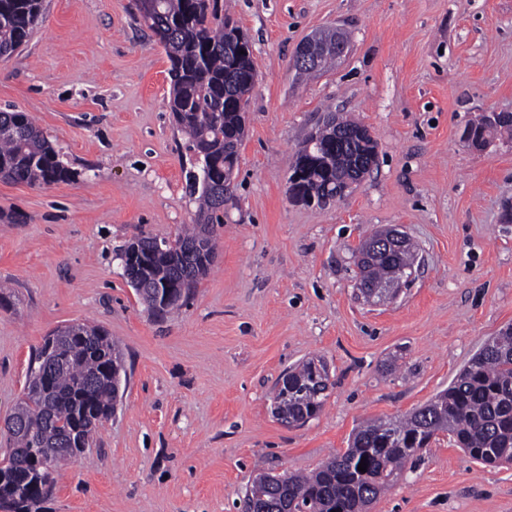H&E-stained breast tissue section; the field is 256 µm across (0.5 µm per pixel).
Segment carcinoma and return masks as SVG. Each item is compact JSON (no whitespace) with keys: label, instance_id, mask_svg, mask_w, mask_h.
I'll use <instances>...</instances> for the list:
<instances>
[{"label":"carcinoma","instance_id":"cac0c4a2","mask_svg":"<svg viewBox=\"0 0 512 512\" xmlns=\"http://www.w3.org/2000/svg\"><path fill=\"white\" fill-rule=\"evenodd\" d=\"M138 9L171 63L170 109L194 158L187 186L198 201L194 224L174 237L176 249L157 251L156 237L142 234L124 251L137 294L148 312L160 316L179 306L175 287L182 280L192 288L212 265L213 225L224 224V183L238 165L257 72L252 45L224 16V0H138ZM41 16L42 0H0V60L27 41ZM332 118L334 127L310 134L318 150L308 152L304 142L293 156L320 208L327 205L325 190L359 181L375 163L370 130L354 119ZM338 131L351 139H336ZM464 134L512 135V125L487 128L479 120ZM73 175L26 113L0 111L1 179L41 188ZM414 254L408 241L380 247L360 266V285L373 288L401 277ZM78 329L87 339L48 336L32 351L57 370L47 376L30 369L26 400L16 403L22 424L8 436L12 465L0 471V512H42L58 469L83 454L96 428L114 413V375L124 372L118 346L98 326L80 323ZM326 391L314 359L305 360L286 371L272 413L282 423L313 419ZM441 433L478 464H512V326L490 338L447 389L399 419L360 426L348 448L313 473L257 474L242 512H365Z\"/></svg>","mask_w":512,"mask_h":512}]
</instances>
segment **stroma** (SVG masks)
Listing matches in <instances>:
<instances>
[{
  "label": "stroma",
  "mask_w": 512,
  "mask_h": 512,
  "mask_svg": "<svg viewBox=\"0 0 512 512\" xmlns=\"http://www.w3.org/2000/svg\"><path fill=\"white\" fill-rule=\"evenodd\" d=\"M43 13L0 61V110L31 116L75 176L0 180V422L61 326L104 327L127 373L47 512H241L255 475L313 471L363 423L446 389L512 324V139H461L483 113L512 112V0H232L257 70L246 138L214 265L162 319L120 255L196 213L170 62L137 0H43ZM336 28L350 41L333 68L292 69L303 39ZM331 108L369 128L376 162L343 198L308 207L290 196V165ZM396 225L417 248L415 279L395 301L364 302L355 253ZM307 358L330 369L327 399L288 428L272 397ZM370 512H512V465L472 462L443 434Z\"/></svg>",
  "instance_id": "1"
}]
</instances>
